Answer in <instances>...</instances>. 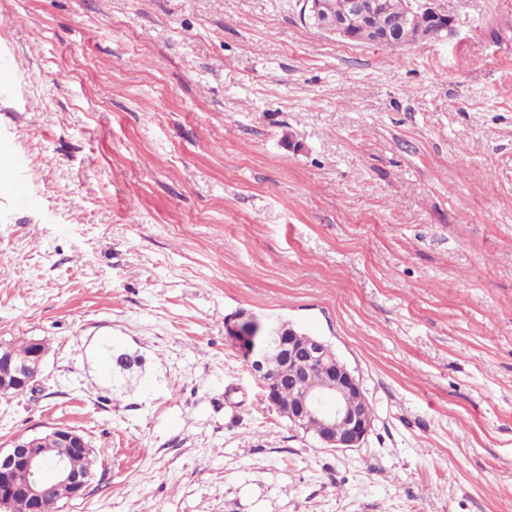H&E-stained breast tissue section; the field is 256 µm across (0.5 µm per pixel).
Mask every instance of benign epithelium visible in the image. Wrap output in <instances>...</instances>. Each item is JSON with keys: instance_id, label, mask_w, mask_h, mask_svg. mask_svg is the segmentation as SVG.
Listing matches in <instances>:
<instances>
[{"instance_id": "1", "label": "benign epithelium", "mask_w": 512, "mask_h": 512, "mask_svg": "<svg viewBox=\"0 0 512 512\" xmlns=\"http://www.w3.org/2000/svg\"><path fill=\"white\" fill-rule=\"evenodd\" d=\"M408 10L422 14L431 35L442 40L456 32L455 17L437 0H409ZM303 19L319 32L349 39L346 23L329 15L324 0H302ZM227 340L235 346L260 382L267 401L279 407L277 392L283 382L281 363L301 353L299 373L292 374L298 395L288 406V420L306 430L315 419L321 428L315 434L320 447L343 451L361 447L373 427L372 411L360 379L318 336H301L286 322L261 318L240 311L224 319ZM30 359L18 362L14 344L0 342V391L23 395L34 388L42 373L48 348L40 339L28 338ZM327 374L324 385L309 392L301 387L300 376L314 368ZM93 451L86 433L68 425H54L43 433L15 440L0 448V512H62L65 505L86 496L93 475L74 469L73 456ZM52 466H47V456Z\"/></svg>"}]
</instances>
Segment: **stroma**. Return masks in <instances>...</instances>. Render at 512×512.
<instances>
[{"instance_id":"35a3bbf8","label":"stroma","mask_w":512,"mask_h":512,"mask_svg":"<svg viewBox=\"0 0 512 512\" xmlns=\"http://www.w3.org/2000/svg\"><path fill=\"white\" fill-rule=\"evenodd\" d=\"M439 4L389 48L298 0H0V341L48 344L0 447L104 449L64 512H512V0ZM241 310L355 371L362 447L268 404ZM300 2L302 3V16L306 23L310 24L311 27L321 33L336 36V38L348 39L345 41L349 43H375L386 47H400L422 40L435 41L434 38L426 37L428 26L426 25L425 18L421 20L413 18L406 19L400 7L401 1L399 0H383L382 3L388 7L390 12H376L370 23H367L359 16H351L349 22L352 29V36L348 32L344 21L336 19V17L326 12L323 0H302ZM386 18L390 19L394 27L399 30L401 36L399 43L376 41L374 39V30L381 28L386 23ZM410 13L422 14L427 18L430 24L432 37H437L438 40L447 39L455 34L456 19L455 17L442 9L436 2L437 0H411L407 1ZM447 32L446 36L442 33Z\"/></svg>"}]
</instances>
